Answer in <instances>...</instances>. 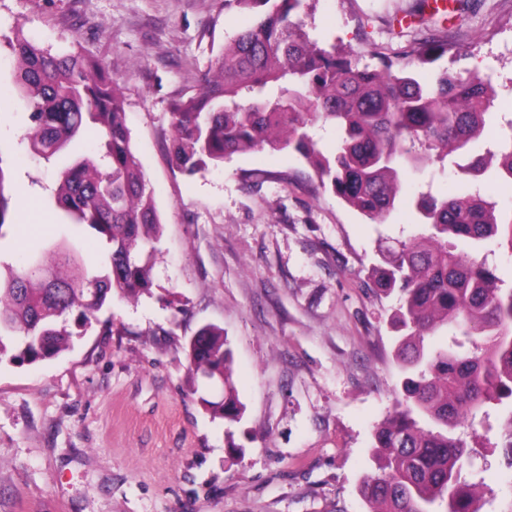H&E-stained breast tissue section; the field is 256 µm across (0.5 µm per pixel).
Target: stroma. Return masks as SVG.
I'll return each instance as SVG.
<instances>
[{"mask_svg":"<svg viewBox=\"0 0 512 512\" xmlns=\"http://www.w3.org/2000/svg\"><path fill=\"white\" fill-rule=\"evenodd\" d=\"M423 0H305L307 30L360 64L404 67L414 39L399 22ZM254 12L233 0H0V158L30 209L11 208L0 260L58 242V163L31 156L12 83L15 30L81 50L122 92L134 151L162 236L153 293L115 298L70 350L0 363V512H365L371 433L400 388L389 318L395 297L368 278L379 247L420 233L406 211L371 223L324 191L288 150L250 151L193 176L168 148L174 103L194 95L215 55ZM422 36L465 48L420 68L492 72L498 116L512 119V0H458ZM224 330L245 407L212 418L183 351L203 325ZM492 431L460 428L484 478L481 512H512V470ZM233 437H226V430Z\"/></svg>","mask_w":512,"mask_h":512,"instance_id":"obj_1","label":"stroma"}]
</instances>
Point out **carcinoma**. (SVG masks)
I'll list each match as a JSON object with an SVG mask.
<instances>
[{"label":"carcinoma","instance_id":"1","mask_svg":"<svg viewBox=\"0 0 512 512\" xmlns=\"http://www.w3.org/2000/svg\"><path fill=\"white\" fill-rule=\"evenodd\" d=\"M261 8L215 56L198 92L172 107L171 164L189 175L233 155L269 147L303 156L320 184L369 220L384 222L403 201L404 173L434 156L467 155L495 100L489 79L445 69L431 83L410 71L359 67L310 36L299 19L304 0H232ZM15 85L28 108L31 153L49 162L89 134V154L57 172L63 224L87 226L107 245L106 262L86 267L81 243L63 238L14 267L0 261V359L32 365L71 346L112 296L151 293V261L162 235L153 190L126 124L117 83L79 51L57 53L17 32ZM418 64L448 53L440 39L413 44ZM332 125L334 152L310 135ZM468 180L512 183V135L503 161L456 164ZM12 195L0 166V239ZM410 205L424 232L380 251L378 290L397 293L395 359L402 392L375 426L376 470L360 494L367 512H479L482 484L465 476L469 450L456 434L485 406L512 401V285L481 256L497 240L512 251V213L478 192L419 194ZM463 241L457 250L448 238ZM184 352L193 378L224 387V402L200 398L213 417L241 421L233 352L224 330L207 325ZM512 468V409L502 432Z\"/></svg>","mask_w":512,"mask_h":512}]
</instances>
